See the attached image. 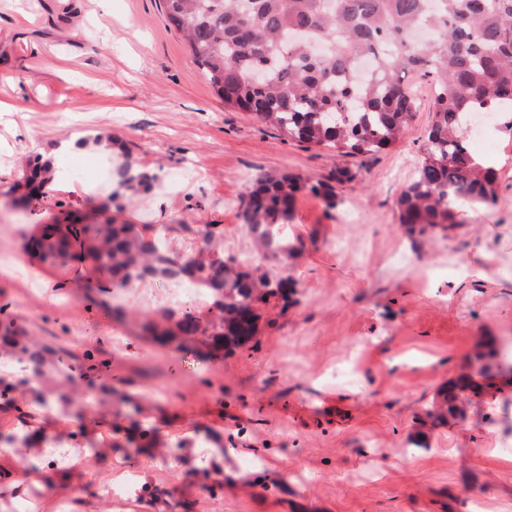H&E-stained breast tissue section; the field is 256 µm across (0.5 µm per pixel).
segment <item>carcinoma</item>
I'll return each instance as SVG.
<instances>
[{
	"label": "carcinoma",
	"mask_w": 512,
	"mask_h": 512,
	"mask_svg": "<svg viewBox=\"0 0 512 512\" xmlns=\"http://www.w3.org/2000/svg\"><path fill=\"white\" fill-rule=\"evenodd\" d=\"M167 25L182 33L195 63L204 69L224 105L245 110L275 126L306 148H333L342 157L375 155L400 140L415 116L408 76L431 85L424 158L417 175L396 199L400 224L416 244L433 230H453L465 223L462 206L490 207L497 201L498 174L481 165L464 130L467 113L507 112L512 116V0H162ZM439 35L418 42V28ZM331 51L317 52L314 42ZM29 176L14 184L25 188L11 197L29 206L56 176L51 161L34 157ZM117 197L144 182L130 154L113 172ZM356 173L346 167L325 179L301 174H264L240 199L243 228L265 258L285 263L305 247L288 242L283 232L294 218L297 194L309 192L326 208L339 204L337 186ZM201 239L184 260L168 255L150 225L54 224L38 239L45 261L67 259L90 267L96 288L113 294L155 279L184 278L209 298L205 318L162 308L140 324L146 340L174 352L206 360L226 359L258 348V336L298 304L290 275L271 279L250 263L229 256L211 261L213 225H182ZM21 354L31 370L51 376L55 404H76L70 382L93 380L112 362L98 347L72 353L61 336H18L13 321L0 323V344ZM134 417L138 442L153 448L154 435L136 420L141 403L117 391ZM38 398L8 406L15 428L31 435L27 411ZM457 394L444 383L437 388L433 424L456 417ZM209 468L189 472L203 493L214 498L221 484L207 482ZM142 506L195 512L198 500L178 499L168 488L143 481L136 494Z\"/></svg>",
	"instance_id": "obj_1"
}]
</instances>
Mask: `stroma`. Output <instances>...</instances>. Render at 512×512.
Masks as SVG:
<instances>
[{
    "label": "stroma",
    "instance_id": "1",
    "mask_svg": "<svg viewBox=\"0 0 512 512\" xmlns=\"http://www.w3.org/2000/svg\"><path fill=\"white\" fill-rule=\"evenodd\" d=\"M162 0H0V204L25 160L53 154L59 170L99 169L74 190L47 188L17 221L0 225V250L30 275L0 266V304L18 331L65 337L73 353L101 345L129 392L157 397L163 441L195 438L193 466L212 456L208 429L224 440V490L203 498L197 484L175 478L165 460L142 456L146 477L202 499L200 512H465L458 495L471 487L482 512H512V415L489 427L487 404L468 423L432 426L422 417L437 388L455 376L484 336L512 340V138L489 129L479 157L499 172L498 200L468 208L454 239L411 245L395 200L416 176L431 121V87L415 82L418 110L402 139L365 163L284 136L255 115L225 106L194 62L181 33L166 25ZM109 135L131 148L149 177L134 197L118 196L109 214L132 224H217L214 251L291 275L298 305L261 335L258 350L222 361L174 353L148 343L140 323L160 302L146 290L117 296L125 315L100 306L87 270L41 261L26 243L64 211L101 203L111 181L93 147ZM75 138L83 151L54 154ZM358 168L336 209L300 194L289 238L304 250L286 264L261 262L242 227L240 198L250 179L282 172L325 176ZM359 220L343 223L345 211ZM346 241L336 251V241ZM351 365L354 382L332 378ZM425 431L426 445L411 443ZM108 458L92 468L80 497L99 512H143L135 497L114 501L109 482L138 448L113 435ZM8 472L0 512H61L62 477L32 464L19 448L0 457ZM268 474L278 489L244 492L240 479Z\"/></svg>",
    "mask_w": 512,
    "mask_h": 512
}]
</instances>
